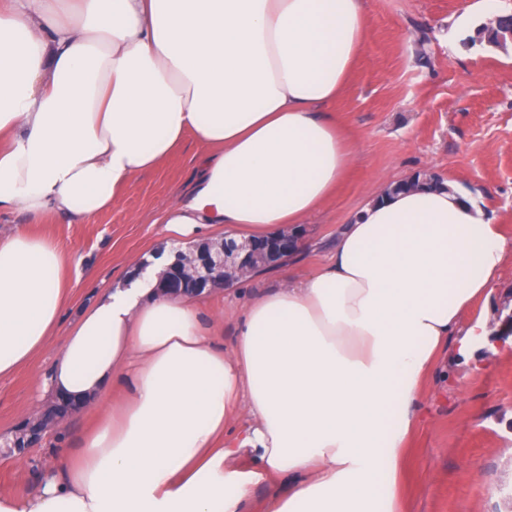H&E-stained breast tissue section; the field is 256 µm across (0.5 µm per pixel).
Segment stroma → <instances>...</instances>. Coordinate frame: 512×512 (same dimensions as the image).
I'll use <instances>...</instances> for the list:
<instances>
[{"instance_id":"1","label":"stroma","mask_w":512,"mask_h":512,"mask_svg":"<svg viewBox=\"0 0 512 512\" xmlns=\"http://www.w3.org/2000/svg\"><path fill=\"white\" fill-rule=\"evenodd\" d=\"M371 26L354 75L334 110L350 135L354 162L342 186L304 224L306 250L295 263L304 276L329 255L342 224L380 191L419 172L477 193L479 204L512 246V43L489 44L482 0H366ZM197 145L138 176L112 211L91 224L27 225L71 258V304L57 336L14 375L0 379V436L11 435L51 402L37 382L48 374L62 338L80 311L118 287L132 266L169 249L162 206L198 182ZM277 271L216 288L208 316L221 317L218 338L231 346L234 310L277 287ZM512 314V258H506L489 298L468 316L493 334L468 358L449 360L424 384L420 418L403 452L397 493L402 512H512V338L497 335ZM93 423L89 411L58 421L40 447L18 463L0 456V491L33 490L57 451L77 447Z\"/></svg>"}]
</instances>
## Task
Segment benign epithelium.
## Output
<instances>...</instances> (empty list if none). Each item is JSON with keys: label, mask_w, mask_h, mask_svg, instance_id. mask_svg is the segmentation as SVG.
<instances>
[{"label": "benign epithelium", "mask_w": 512, "mask_h": 512, "mask_svg": "<svg viewBox=\"0 0 512 512\" xmlns=\"http://www.w3.org/2000/svg\"><path fill=\"white\" fill-rule=\"evenodd\" d=\"M302 244L303 232L299 229L241 245L229 242L218 249L207 243L197 244L178 253L176 261L161 275L158 288L168 294L176 288L201 292L221 287L235 278L252 275L259 255L268 267L287 264Z\"/></svg>", "instance_id": "1"}]
</instances>
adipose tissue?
I'll return each mask as SVG.
<instances>
[{"label":"adipose tissue","instance_id":"adipose-tissue-1","mask_svg":"<svg viewBox=\"0 0 512 512\" xmlns=\"http://www.w3.org/2000/svg\"><path fill=\"white\" fill-rule=\"evenodd\" d=\"M370 25L365 0H0V222L91 223L191 136L198 185L160 218L175 245L304 223L352 166L330 107ZM505 253L470 196L381 191L305 280L282 266L245 304L228 349L200 296L157 290L175 259L159 254L80 314L41 382L105 416L0 512H250L253 485L280 479L264 512H392L379 482L419 390L485 341L465 316ZM68 263L48 237L0 234V378L55 336Z\"/></svg>","mask_w":512,"mask_h":512}]
</instances>
